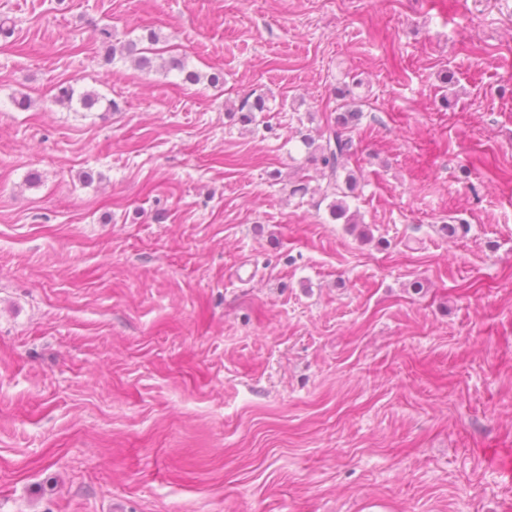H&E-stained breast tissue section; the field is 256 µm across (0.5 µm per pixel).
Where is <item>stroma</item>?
<instances>
[{
    "label": "stroma",
    "instance_id": "stroma-1",
    "mask_svg": "<svg viewBox=\"0 0 512 512\" xmlns=\"http://www.w3.org/2000/svg\"><path fill=\"white\" fill-rule=\"evenodd\" d=\"M5 17L0 512H512V0ZM351 81L347 224L302 138Z\"/></svg>",
    "mask_w": 512,
    "mask_h": 512
}]
</instances>
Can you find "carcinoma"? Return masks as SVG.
I'll return each mask as SVG.
<instances>
[{
  "instance_id": "cac0c4a2",
  "label": "carcinoma",
  "mask_w": 512,
  "mask_h": 512,
  "mask_svg": "<svg viewBox=\"0 0 512 512\" xmlns=\"http://www.w3.org/2000/svg\"><path fill=\"white\" fill-rule=\"evenodd\" d=\"M120 53L131 58L142 69L152 67V59L137 49V43L127 41L120 46H112V53ZM357 84H345L336 89V117L320 134V140L308 138L307 146L311 148L310 161L319 165L322 176L328 178L326 189L332 191L335 199L330 205L332 217L343 219L345 223H354L355 216L349 214L346 198L355 189L354 176L347 170L348 161L355 154V147L348 131L357 124L361 112L351 108L355 101L354 88ZM266 111L265 99L257 96L245 99L238 108V120L249 125L256 121V114Z\"/></svg>"
}]
</instances>
